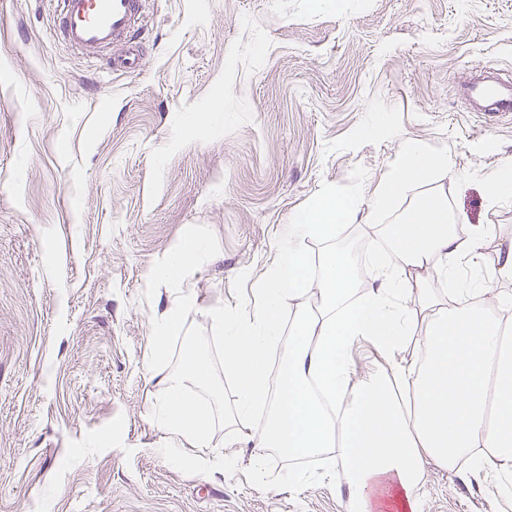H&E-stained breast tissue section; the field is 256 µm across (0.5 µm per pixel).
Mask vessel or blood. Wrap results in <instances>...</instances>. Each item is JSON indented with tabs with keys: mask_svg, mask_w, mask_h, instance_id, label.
Returning <instances> with one entry per match:
<instances>
[{
	"mask_svg": "<svg viewBox=\"0 0 512 512\" xmlns=\"http://www.w3.org/2000/svg\"><path fill=\"white\" fill-rule=\"evenodd\" d=\"M142 0H57L56 34L71 47L97 53L124 44L123 54L112 57L115 69L142 66L143 56L135 39L142 22ZM461 90L477 111L512 113V82L470 77Z\"/></svg>",
	"mask_w": 512,
	"mask_h": 512,
	"instance_id": "1",
	"label": "vessel or blood"
}]
</instances>
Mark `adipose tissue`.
Segmentation results:
<instances>
[{
  "instance_id": "adipose-tissue-1",
  "label": "adipose tissue",
  "mask_w": 512,
  "mask_h": 512,
  "mask_svg": "<svg viewBox=\"0 0 512 512\" xmlns=\"http://www.w3.org/2000/svg\"><path fill=\"white\" fill-rule=\"evenodd\" d=\"M447 165L445 158L404 147L396 174L382 181L374 211H385L407 187ZM356 196L327 192L293 216L275 258L259 283L262 299L253 311L215 315L224 341V366L239 387L238 415L265 402L270 383L279 396L254 429L257 448H282L292 456L335 449L342 458L359 512H382L393 499L399 512H421L418 495L422 458L451 468L473 449H487L478 469L494 473L512 496V328L478 309L474 300L489 281L479 265L492 225H473L459 236L440 197L419 202L404 222L387 226L392 250L404 261L395 270L377 268L365 293H358L349 257L330 249L312 262L310 240L335 239L338 224L357 213ZM431 268L449 277L453 305L440 306L417 271ZM292 303L288 353L272 373L268 346L281 334V309ZM432 309L417 342L419 354L393 364L390 378L362 381L349 393L348 353L362 339L386 354L403 346L417 309ZM411 391L403 409L389 383Z\"/></svg>"
}]
</instances>
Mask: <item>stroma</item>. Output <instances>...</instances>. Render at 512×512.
I'll use <instances>...</instances> for the list:
<instances>
[{
	"label": "stroma",
	"instance_id": "stroma-1",
	"mask_svg": "<svg viewBox=\"0 0 512 512\" xmlns=\"http://www.w3.org/2000/svg\"><path fill=\"white\" fill-rule=\"evenodd\" d=\"M143 17V66L115 70L56 37L51 0H0V512H356L338 455L303 468L245 425L197 448L155 424L172 370L148 366L151 326L176 294L144 300L149 270L188 227L215 233L183 284L208 330L323 192L363 201L334 245L364 286V244L441 190L493 225L496 268L512 197L488 193L512 116L470 111L458 83L488 64L512 80V0H145ZM408 144L447 169L373 212ZM416 356L362 340L348 358L358 383ZM419 494L422 512H512L465 459H424Z\"/></svg>",
	"mask_w": 512,
	"mask_h": 512
}]
</instances>
